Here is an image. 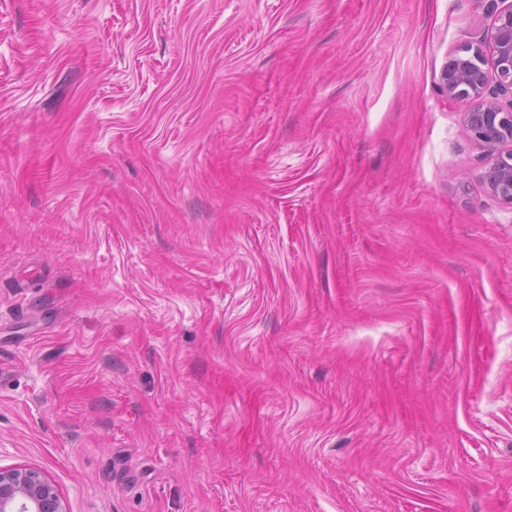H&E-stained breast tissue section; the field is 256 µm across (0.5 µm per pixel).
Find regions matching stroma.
Wrapping results in <instances>:
<instances>
[{
  "instance_id": "obj_1",
  "label": "stroma",
  "mask_w": 512,
  "mask_h": 512,
  "mask_svg": "<svg viewBox=\"0 0 512 512\" xmlns=\"http://www.w3.org/2000/svg\"><path fill=\"white\" fill-rule=\"evenodd\" d=\"M503 6L0 0V467L512 512V205L440 89Z\"/></svg>"
}]
</instances>
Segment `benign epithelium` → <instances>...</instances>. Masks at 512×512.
I'll return each mask as SVG.
<instances>
[{
	"label": "benign epithelium",
	"instance_id": "benign-epithelium-1",
	"mask_svg": "<svg viewBox=\"0 0 512 512\" xmlns=\"http://www.w3.org/2000/svg\"><path fill=\"white\" fill-rule=\"evenodd\" d=\"M491 45L492 71L484 69L483 44ZM446 97L479 104L463 113L469 137L493 163L483 176L496 199L512 205V2L497 14L490 33L453 54L442 73ZM0 512H67L47 474L37 468L0 467Z\"/></svg>",
	"mask_w": 512,
	"mask_h": 512
}]
</instances>
